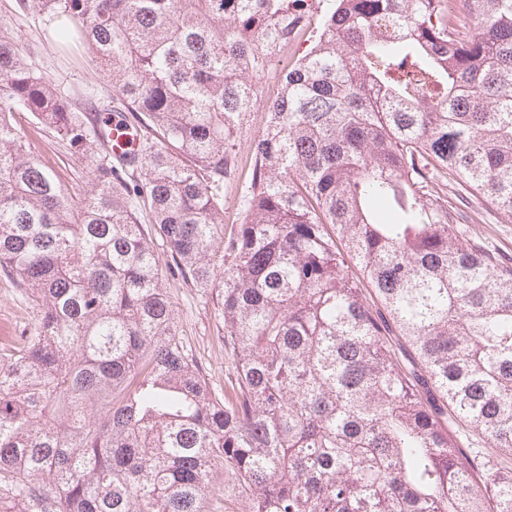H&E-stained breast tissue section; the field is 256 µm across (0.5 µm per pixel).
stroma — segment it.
<instances>
[{
  "label": "stroma",
  "instance_id": "35a3bbf8",
  "mask_svg": "<svg viewBox=\"0 0 512 512\" xmlns=\"http://www.w3.org/2000/svg\"><path fill=\"white\" fill-rule=\"evenodd\" d=\"M14 36L27 46L36 47L32 61L61 91L91 87L95 93L84 103L88 119H95L113 95L109 82L86 45L74 47L69 55H60L54 45L44 41L45 21L31 16H10ZM267 114L255 107L242 118L235 135L238 170L224 190V226L232 228L238 215V200L250 180L252 144L266 125ZM16 121L31 150L55 173L72 199H80L90 188V174L84 161L78 160L66 146L53 138L50 131L38 130L24 116ZM448 199L468 221V229L488 251L512 257V219L486 208L481 200L449 188ZM159 264L164 269V283L172 302L180 338L190 347L194 358L205 371L211 387L223 390L229 361L221 338L223 324L218 315L215 292H203L170 272L171 257L165 246L156 245ZM36 311L24 289L9 274L0 271V322L7 323L12 335L29 331Z\"/></svg>",
  "mask_w": 512,
  "mask_h": 512
}]
</instances>
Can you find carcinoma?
<instances>
[{
	"mask_svg": "<svg viewBox=\"0 0 512 512\" xmlns=\"http://www.w3.org/2000/svg\"><path fill=\"white\" fill-rule=\"evenodd\" d=\"M445 2L323 0L226 237L233 135L307 0H13L65 19L45 36L88 46L142 142L114 152L0 18V269L37 307L0 347V512H207L219 471L224 512H512V260L445 191L512 218V0L458 27ZM19 112L88 162L83 198ZM157 238L219 298L220 394Z\"/></svg>",
	"mask_w": 512,
	"mask_h": 512,
	"instance_id": "carcinoma-1",
	"label": "carcinoma"
}]
</instances>
